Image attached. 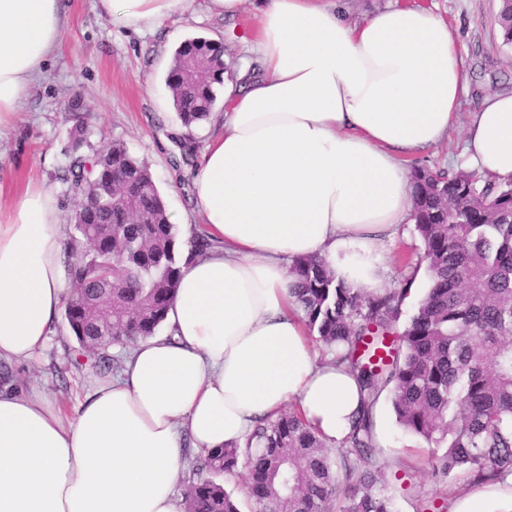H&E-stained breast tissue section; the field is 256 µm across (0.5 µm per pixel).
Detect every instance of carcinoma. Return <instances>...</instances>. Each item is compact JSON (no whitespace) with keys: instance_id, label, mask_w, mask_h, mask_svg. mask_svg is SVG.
<instances>
[{"instance_id":"obj_1","label":"carcinoma","mask_w":512,"mask_h":512,"mask_svg":"<svg viewBox=\"0 0 512 512\" xmlns=\"http://www.w3.org/2000/svg\"><path fill=\"white\" fill-rule=\"evenodd\" d=\"M499 24L512 46V0H502ZM235 65L221 43L181 42L166 84L183 127L209 117L215 85ZM84 142L76 129L60 177L77 197L63 315L93 368L118 372L124 359L112 349H129L166 320L181 275L176 232L145 163L121 141L89 159L79 153ZM411 176L429 288L400 339L408 287L366 295L335 283L316 259L291 268L308 332L362 396L336 456L296 413L263 420L244 449L190 460L187 512H239L216 477L234 474L241 459L251 512H394L388 463L374 447L373 411L385 391L397 421L439 449L429 460L435 474L467 486L512 475V179L426 165Z\"/></svg>"}]
</instances>
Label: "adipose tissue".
Returning <instances> with one entry per match:
<instances>
[{
	"instance_id": "ef3b65f1",
	"label": "adipose tissue",
	"mask_w": 512,
	"mask_h": 512,
	"mask_svg": "<svg viewBox=\"0 0 512 512\" xmlns=\"http://www.w3.org/2000/svg\"><path fill=\"white\" fill-rule=\"evenodd\" d=\"M185 0H98L142 31ZM343 0H261L249 41L259 73L224 79V116L194 172L195 212L217 245L188 253L167 336L138 340L73 418L0 388V512H184L186 453L244 445L293 406L331 446L360 406L354 378L321 360L290 294L298 258L336 282L382 285L384 243L411 223L409 158L458 122L464 59L433 11L353 20ZM62 0H0V130L62 42ZM487 177L512 178V93L464 129ZM52 195L0 209V358L45 347L70 281ZM449 512H512V475L456 493Z\"/></svg>"
}]
</instances>
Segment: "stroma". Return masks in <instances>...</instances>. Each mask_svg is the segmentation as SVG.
Returning a JSON list of instances; mask_svg holds the SVG:
<instances>
[{
    "label": "stroma",
    "mask_w": 512,
    "mask_h": 512,
    "mask_svg": "<svg viewBox=\"0 0 512 512\" xmlns=\"http://www.w3.org/2000/svg\"><path fill=\"white\" fill-rule=\"evenodd\" d=\"M256 2L247 0L242 14L226 18L209 13L208 0H189L187 10L164 27L137 32L102 16L96 0H65L68 25L61 45L10 128L0 135V206L9 207L28 186L44 187L55 200L66 235H73V198L64 194L60 176L75 128L81 124L87 128L83 154L122 141L149 166L167 211L188 216L193 235L206 234L194 211L193 167L175 164L180 154L175 139L189 134L205 145L206 132L220 124L224 107L216 105L207 126L185 130L166 84L169 61L180 41L191 36L221 42L233 59L247 56L244 39L256 23ZM349 5L355 18L399 6L433 10L447 22L466 62L469 94L461 106L460 125L414 161L451 172L474 171L464 150L463 124L485 95L512 92V48L500 37L499 0H349ZM422 252V241L411 224L401 225L394 240L385 244V287H397L408 275L415 281L396 323L400 331L428 287L425 269L416 266ZM8 366L9 375L0 374L1 385L8 383L25 393L39 390L69 418L85 392L101 379L62 318L35 359L12 360ZM375 434L377 452L391 464L386 480L396 512H416L418 496L447 495L450 481L434 475L431 449L397 423L390 396L379 401Z\"/></svg>",
    "instance_id": "obj_1"
}]
</instances>
